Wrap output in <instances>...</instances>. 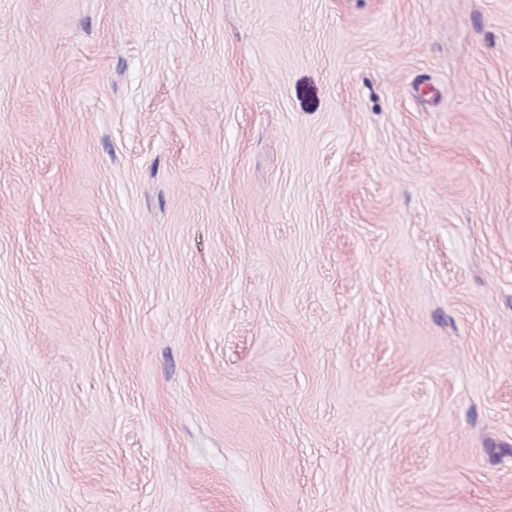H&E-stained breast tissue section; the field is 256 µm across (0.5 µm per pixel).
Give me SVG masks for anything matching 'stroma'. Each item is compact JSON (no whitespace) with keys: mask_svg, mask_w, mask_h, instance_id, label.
Masks as SVG:
<instances>
[{"mask_svg":"<svg viewBox=\"0 0 512 512\" xmlns=\"http://www.w3.org/2000/svg\"><path fill=\"white\" fill-rule=\"evenodd\" d=\"M0 512H512V0H0Z\"/></svg>","mask_w":512,"mask_h":512,"instance_id":"35a3bbf8","label":"stroma"}]
</instances>
